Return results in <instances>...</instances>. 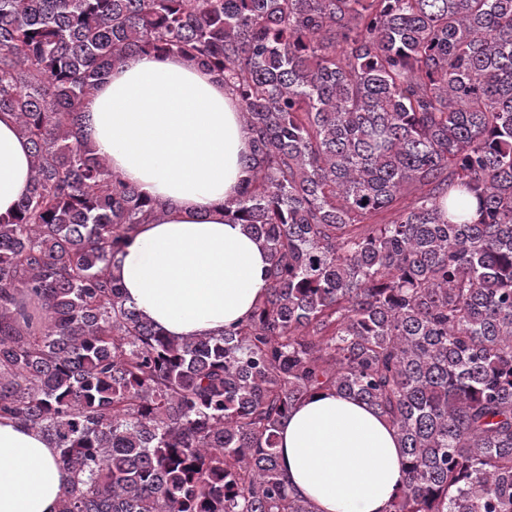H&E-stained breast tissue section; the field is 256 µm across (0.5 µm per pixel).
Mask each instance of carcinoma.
<instances>
[{
    "instance_id": "obj_1",
    "label": "carcinoma",
    "mask_w": 512,
    "mask_h": 512,
    "mask_svg": "<svg viewBox=\"0 0 512 512\" xmlns=\"http://www.w3.org/2000/svg\"><path fill=\"white\" fill-rule=\"evenodd\" d=\"M134 52L207 68L250 131L224 217L265 292L217 336H166L111 275L168 211L85 119ZM0 112L31 148L0 418L56 448L58 512H316L277 433L320 391L395 429L388 512H512V0H0Z\"/></svg>"
}]
</instances>
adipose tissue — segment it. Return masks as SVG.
I'll use <instances>...</instances> for the list:
<instances>
[{"mask_svg":"<svg viewBox=\"0 0 512 512\" xmlns=\"http://www.w3.org/2000/svg\"><path fill=\"white\" fill-rule=\"evenodd\" d=\"M92 142L116 173L167 204L139 225L111 268L129 305L175 339L220 333L263 292L265 249L224 217L247 172L250 133L221 81L176 55H128L85 106ZM30 190V145L0 113V216ZM289 490L318 512H387L403 479L393 427L366 404L324 391L278 432ZM68 474L39 432L0 423V512H57Z\"/></svg>","mask_w":512,"mask_h":512,"instance_id":"adipose-tissue-1","label":"adipose tissue"}]
</instances>
